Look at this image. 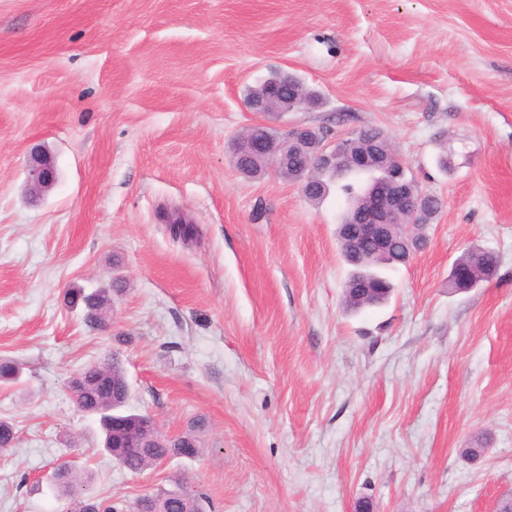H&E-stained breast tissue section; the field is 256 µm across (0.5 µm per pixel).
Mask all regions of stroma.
I'll return each mask as SVG.
<instances>
[{
    "instance_id": "stroma-1",
    "label": "stroma",
    "mask_w": 512,
    "mask_h": 512,
    "mask_svg": "<svg viewBox=\"0 0 512 512\" xmlns=\"http://www.w3.org/2000/svg\"><path fill=\"white\" fill-rule=\"evenodd\" d=\"M282 71L321 105L247 111ZM257 123L379 127L442 199L386 305L343 306L337 190L238 172ZM35 144L58 169L37 198ZM163 206L198 242L170 239ZM472 245L497 273L454 292ZM116 280L107 329L66 302ZM112 357L126 413L195 431V458L134 474L102 451L66 385ZM1 359L21 376L0 384V512H61L65 461L114 504L180 479L207 512H494L512 495V0H0Z\"/></svg>"
}]
</instances>
